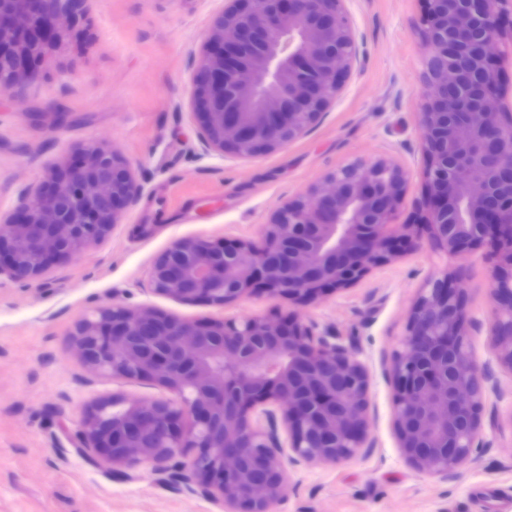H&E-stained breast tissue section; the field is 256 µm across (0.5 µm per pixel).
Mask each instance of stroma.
Here are the masks:
<instances>
[{
    "label": "stroma",
    "mask_w": 512,
    "mask_h": 512,
    "mask_svg": "<svg viewBox=\"0 0 512 512\" xmlns=\"http://www.w3.org/2000/svg\"><path fill=\"white\" fill-rule=\"evenodd\" d=\"M225 0H88L38 76L0 100V217L90 143L141 187L99 242L30 283L0 285V512H224L146 464L118 478L74 447L86 411L123 397L170 400L148 380L93 375L75 347L91 309L112 302L185 321L296 317L337 336L370 376L369 427L356 456L289 471L274 512H512V370L492 345L490 244L453 255L429 234L419 114L426 101L425 0H344L359 63L308 132L252 157L203 151L193 99L203 43ZM389 157L410 177L396 221L414 245L355 286L297 304L261 292L224 307L182 302L149 283L179 239L257 242L286 202L359 159ZM466 281L468 344L489 377L481 446L448 477L418 471L394 424L389 376L429 273Z\"/></svg>",
    "instance_id": "1"
}]
</instances>
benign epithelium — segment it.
<instances>
[{
  "label": "benign epithelium",
  "mask_w": 512,
  "mask_h": 512,
  "mask_svg": "<svg viewBox=\"0 0 512 512\" xmlns=\"http://www.w3.org/2000/svg\"><path fill=\"white\" fill-rule=\"evenodd\" d=\"M209 30L193 97L206 150L253 156L303 135L326 111L358 48L343 0H227ZM429 94L420 116L432 236L448 253L495 249L493 345L512 368V98L496 81L501 16L512 0H426ZM84 0H0V95L33 79ZM408 172L383 158L337 169L263 225L264 244L181 239L154 261L160 294L224 306L259 289L301 304L348 288L397 257L413 225L394 223ZM140 193L125 163L90 144L0 225V281H34L96 242ZM76 345L100 375L146 379L178 400L96 404L79 449L124 476L187 460L225 512H271L289 467L331 464L364 447L369 377L334 336L298 318L189 322L104 304ZM395 423L410 462L460 469L479 446L485 376L469 351L464 289L427 277L394 353ZM269 402L265 422L254 408ZM286 440H281L279 431Z\"/></svg>",
  "instance_id": "obj_1"
}]
</instances>
